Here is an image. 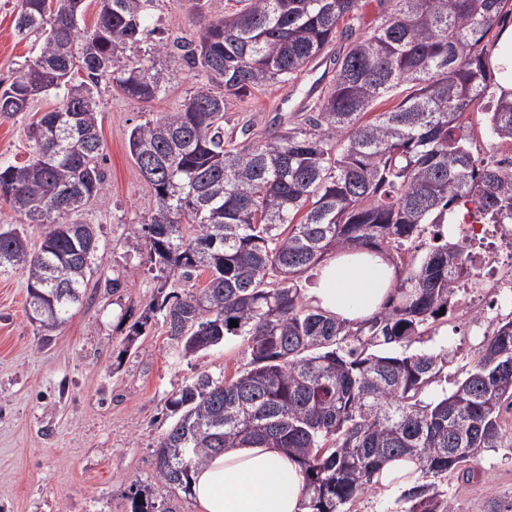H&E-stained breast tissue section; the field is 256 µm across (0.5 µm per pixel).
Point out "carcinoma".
I'll use <instances>...</instances> for the list:
<instances>
[{
    "instance_id": "carcinoma-1",
    "label": "carcinoma",
    "mask_w": 512,
    "mask_h": 512,
    "mask_svg": "<svg viewBox=\"0 0 512 512\" xmlns=\"http://www.w3.org/2000/svg\"><path fill=\"white\" fill-rule=\"evenodd\" d=\"M184 2L201 24L196 41L149 28L153 0H99L89 31L79 26L84 0H18L15 30L41 45L19 76L0 81V116L63 95L29 127L34 157L0 166V199L23 223L44 226L33 252L18 228L1 224L0 268H20L27 288L54 299L41 329L65 323L99 248L93 225L72 220L106 196L99 83L147 104L171 82L169 63L202 71L222 91L201 88L128 138L157 201L143 225L155 278L206 276L182 296L157 297L150 311L163 313L185 356L241 336L251 361L230 378L203 373L171 400L157 477L190 495L192 472L225 449L284 448L304 473L308 512H348L392 459L409 458L426 476L471 475L461 466L506 435L512 320L451 392L425 398L448 381L449 354L407 348L454 310L470 256L439 232L418 264L402 247L460 204L485 224L512 223V168L472 151L467 121L485 104L488 134L512 143V91L486 48L512 0H379L386 15L364 35L362 0H239L219 17L205 14L204 0ZM338 37L348 46L313 112L239 146L224 139L230 98L294 80ZM128 48L143 57H125ZM402 86L394 109L371 115ZM362 247L407 265L383 310L345 323L309 306L298 276L330 252ZM133 500L132 512H168L138 492ZM404 500V512H455L432 484Z\"/></svg>"
}]
</instances>
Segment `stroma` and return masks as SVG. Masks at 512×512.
<instances>
[{
  "label": "stroma",
  "mask_w": 512,
  "mask_h": 512,
  "mask_svg": "<svg viewBox=\"0 0 512 512\" xmlns=\"http://www.w3.org/2000/svg\"><path fill=\"white\" fill-rule=\"evenodd\" d=\"M16 4L0 0V80L7 82L39 48L34 38L17 36ZM147 23L192 40L200 30L183 0H154ZM334 76V65L321 60L288 84L229 99L225 133L240 143L245 123H252L256 136L274 130L280 120L309 111ZM207 82L204 74L178 66L165 94L148 104L100 84L107 194L76 215L95 226L99 250L86 295L63 325L40 329L29 316L25 275L0 270V512H131L138 490L149 492L166 512H197L193 497L168 488L155 473L154 452L173 421L169 404L199 373L233 376L247 368L250 355L244 341L232 337L182 356L162 316L149 314L158 290L180 294L189 285L176 275L159 284L148 270V254L135 250L156 200L129 153L128 136L134 126L177 110ZM59 102L51 93L38 98L31 112L0 117V165L31 158L27 128ZM115 277L122 287L106 288ZM510 319L512 297L502 295L494 307L437 321L435 331L409 350L454 353L448 372L453 381L479 357L485 337ZM140 320L146 323L141 336L128 342ZM502 418L509 426L504 445L471 461L474 479L435 481L456 512H475L490 497L512 500V409Z\"/></svg>",
  "instance_id": "obj_1"
}]
</instances>
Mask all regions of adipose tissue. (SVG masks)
Instances as JSON below:
<instances>
[{"label":"adipose tissue","mask_w":512,"mask_h":512,"mask_svg":"<svg viewBox=\"0 0 512 512\" xmlns=\"http://www.w3.org/2000/svg\"><path fill=\"white\" fill-rule=\"evenodd\" d=\"M397 273L380 252L359 248L336 254L319 267L307 301L340 321L356 322L380 312ZM199 512H307L305 480L281 448H230L193 476Z\"/></svg>","instance_id":"ef3b65f1"}]
</instances>
